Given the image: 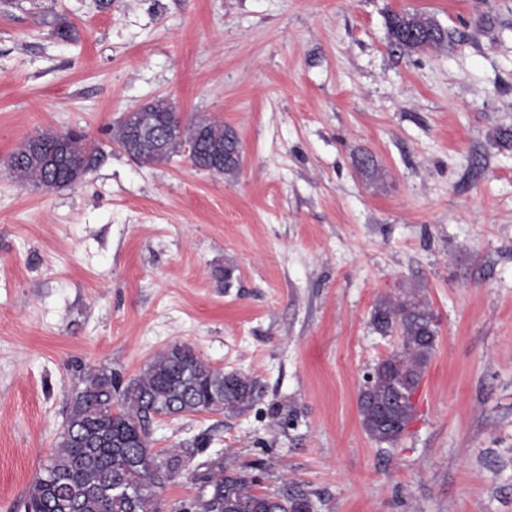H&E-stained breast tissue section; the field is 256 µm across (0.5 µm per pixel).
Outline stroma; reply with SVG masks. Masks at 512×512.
<instances>
[{
  "label": "stroma",
  "instance_id": "obj_1",
  "mask_svg": "<svg viewBox=\"0 0 512 512\" xmlns=\"http://www.w3.org/2000/svg\"><path fill=\"white\" fill-rule=\"evenodd\" d=\"M405 11L455 44L393 52L387 17ZM161 97L237 132L234 182L112 142L124 112ZM504 127L512 0H0V512L51 454L85 370L130 378L176 343L260 394L234 416L153 422L155 451L194 450L164 512L224 462L261 492L301 485L315 512H512ZM46 128L83 131L102 160L67 188L21 186L6 161ZM415 283L439 341L412 422L379 444L358 393L398 340L369 313Z\"/></svg>",
  "mask_w": 512,
  "mask_h": 512
}]
</instances>
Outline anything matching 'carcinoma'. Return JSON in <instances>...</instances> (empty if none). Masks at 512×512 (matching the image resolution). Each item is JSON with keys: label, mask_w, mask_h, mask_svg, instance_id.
Instances as JSON below:
<instances>
[{"label": "carcinoma", "mask_w": 512, "mask_h": 512, "mask_svg": "<svg viewBox=\"0 0 512 512\" xmlns=\"http://www.w3.org/2000/svg\"><path fill=\"white\" fill-rule=\"evenodd\" d=\"M390 45L403 54L442 51L452 43L448 29L420 12L393 13L387 23ZM160 144L140 134L142 117L123 116L110 131L112 142L146 164L188 155L195 168L231 182L240 171L235 130L207 115L184 120L166 98L146 105ZM100 162L81 132L44 130L10 154L7 167L22 184L61 189L77 183ZM369 325L381 336L395 335L399 347L364 375L358 397L363 429L375 442L396 444L415 413L413 396L434 353L439 324L423 289L412 285L379 296ZM84 387L70 402L55 450L30 485L24 512H163L159 490L187 465L188 451L155 452L150 421L155 416L198 413L235 415L254 405L259 386L251 376L212 366L187 344L175 343L134 378L110 368H90ZM194 512H308V491L298 485L260 493L243 472L217 465L201 479Z\"/></svg>", "instance_id": "cac0c4a2"}]
</instances>
